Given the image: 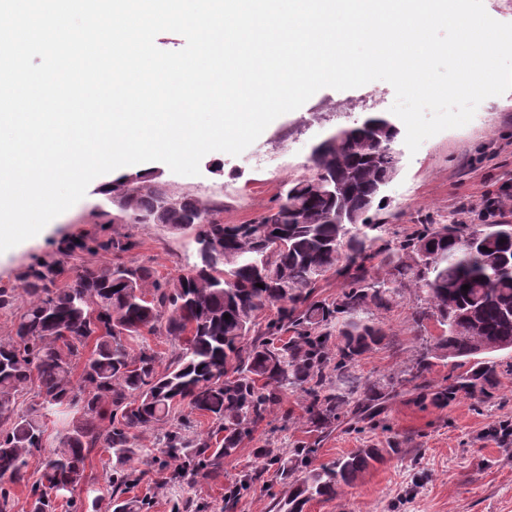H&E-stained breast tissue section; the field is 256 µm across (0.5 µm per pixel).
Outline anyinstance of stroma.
<instances>
[{
    "instance_id": "35a3bbf8",
    "label": "stroma",
    "mask_w": 512,
    "mask_h": 512,
    "mask_svg": "<svg viewBox=\"0 0 512 512\" xmlns=\"http://www.w3.org/2000/svg\"><path fill=\"white\" fill-rule=\"evenodd\" d=\"M318 111L308 107L275 119L240 155L211 152L200 162L196 176L174 174L159 161L148 163L155 181L175 196L189 195L204 203L223 204L224 223L242 224L268 209L283 185L306 174L313 147L338 127L362 121L371 112H389L393 87L384 81L338 91L316 92ZM397 175L384 187L385 208L380 216L392 232L433 220L471 223L487 197L512 195V91L484 100L465 126L448 129L409 153L404 140ZM109 175L95 178L86 195L50 221L38 236L0 253V287H11L18 275L40 259L59 261L64 280L83 267L120 258L146 264L160 277H174L195 260L196 231L174 230L159 224H130L101 189ZM130 239V250L91 255L77 244L89 238ZM410 295L382 313L388 340L366 353L356 373L386 382L412 362L424 336L436 334L434 324L416 328ZM499 379L489 397H462L438 409L417 403L413 395L390 397L378 429L354 431L337 422L323 435L309 432L302 422L304 396L285 392L265 422L243 439L237 453L225 459L219 477L190 482H164L155 438L136 464L143 482L128 490L126 499L151 496V512H171L175 500L221 512L224 490L244 475L262 471L260 480L244 493L234 512H269L274 498L286 490L273 471L263 470L257 449L285 453L300 441H318L316 464L335 461L358 448L394 447V454L371 467L340 498L315 499L304 512H512V352L496 355ZM108 454L93 452L86 463V479L74 491L83 503L111 508L105 475Z\"/></svg>"
}]
</instances>
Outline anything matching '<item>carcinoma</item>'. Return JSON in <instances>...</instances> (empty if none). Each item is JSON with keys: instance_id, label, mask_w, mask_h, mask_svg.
<instances>
[{"instance_id": "1", "label": "carcinoma", "mask_w": 512, "mask_h": 512, "mask_svg": "<svg viewBox=\"0 0 512 512\" xmlns=\"http://www.w3.org/2000/svg\"><path fill=\"white\" fill-rule=\"evenodd\" d=\"M398 134L384 112L337 129L313 147L311 173L244 224H226L221 204L188 196L164 208L163 186L130 188L123 177L112 194L130 223L198 228L187 272L162 281L150 266L108 263L59 287L62 269L42 261L0 288V310L20 293L28 298L0 336V512H13L17 485L29 488L30 512H55L56 499L84 482L97 448L112 460V512H148V499L120 500L142 481L131 461L147 437L164 441L174 478L215 475L288 388L306 396L313 431L341 419L376 425L388 393L354 378L352 368L386 339L377 314L404 290L414 296L416 326L432 321L441 331L391 377L393 386L410 385L418 402L435 407L461 394L489 395L498 364L478 355L512 352V221L489 224L479 237L466 224H412L386 238V225L370 223L369 212L382 210V189L399 170ZM332 279L340 291L322 296ZM147 334L173 346L163 369ZM436 360L462 372L435 383L427 373ZM29 387L41 415L18 406ZM185 407L209 428L185 433ZM51 416L62 431L49 450ZM314 452L302 444L289 460L263 453L288 487L274 512L333 500L383 461L381 449L358 448L313 467ZM33 465L40 476L32 482ZM263 474L229 485L225 507Z\"/></svg>"}]
</instances>
